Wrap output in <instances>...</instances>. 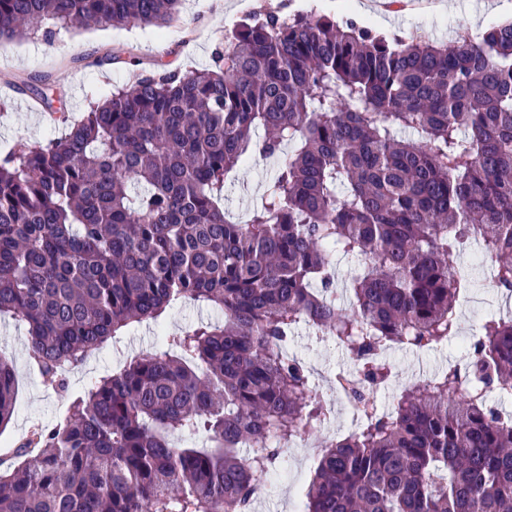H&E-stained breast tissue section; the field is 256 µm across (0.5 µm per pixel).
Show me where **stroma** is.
<instances>
[{"mask_svg": "<svg viewBox=\"0 0 512 512\" xmlns=\"http://www.w3.org/2000/svg\"><path fill=\"white\" fill-rule=\"evenodd\" d=\"M344 0H182L177 17L157 28H92L64 32L53 41L43 38L16 39L0 43V155L20 142H43L60 136L61 126L48 114L30 105L29 87L49 78L54 94L66 105L71 119H80L88 103L107 97L114 87L127 83L134 74L166 67L204 69L211 67L214 52L232 30L255 13L271 9L285 15L316 11L338 20H352L382 35H416L438 42H452L461 32H479L506 21L497 5L478 6L471 0H431L433 7L400 16L371 8V0H360L364 11H347ZM277 161L256 159L230 173L224 206L236 220H244L259 202L275 176ZM459 263L468 273L470 288L487 292L488 304L471 309L458 308L459 335L443 346L418 352L408 347L389 350L393 366L392 388L382 397L393 400L396 393L419 370L443 368L465 352L464 336L486 315L512 311V298L487 288L479 259L463 252ZM160 335L154 324L143 322L118 336L112 346L93 353L72 371L67 389L56 392L44 386L33 365L23 326L0 320V346L14 356L18 378L17 410L11 422L0 430V445L12 446L32 425L54 424L71 400L81 395L93 379L111 373L135 355L156 346ZM288 352L305 364L321 363L326 373L351 369L346 350L314 336L307 327L295 330L288 340Z\"/></svg>", "mask_w": 512, "mask_h": 512, "instance_id": "1", "label": "stroma"}]
</instances>
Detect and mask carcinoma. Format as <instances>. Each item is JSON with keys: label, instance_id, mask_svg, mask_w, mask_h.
I'll return each instance as SVG.
<instances>
[{"label": "carcinoma", "instance_id": "obj_1", "mask_svg": "<svg viewBox=\"0 0 512 512\" xmlns=\"http://www.w3.org/2000/svg\"><path fill=\"white\" fill-rule=\"evenodd\" d=\"M181 0H0V42L88 25L162 26ZM64 135L0 157V318L26 329L46 386L133 323L184 302L224 321L90 381L0 466V512H253L294 438L331 406L282 351L304 325L371 386L396 346L458 334L470 241L512 293V22L450 44L387 38L326 15L258 14L204 71L135 76ZM282 159L244 223L226 176ZM357 262L337 293L333 255ZM0 350V429L16 410ZM512 319L475 357L406 385L328 441L302 512H512Z\"/></svg>", "mask_w": 512, "mask_h": 512}]
</instances>
